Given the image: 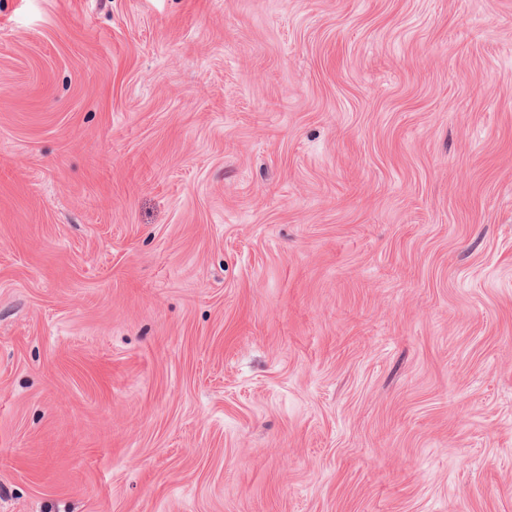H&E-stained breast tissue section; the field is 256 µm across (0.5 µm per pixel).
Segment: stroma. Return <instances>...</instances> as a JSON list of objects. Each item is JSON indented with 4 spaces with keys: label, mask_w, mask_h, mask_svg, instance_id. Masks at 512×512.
I'll return each instance as SVG.
<instances>
[{
    "label": "stroma",
    "mask_w": 512,
    "mask_h": 512,
    "mask_svg": "<svg viewBox=\"0 0 512 512\" xmlns=\"http://www.w3.org/2000/svg\"><path fill=\"white\" fill-rule=\"evenodd\" d=\"M0 512H512V0H0Z\"/></svg>",
    "instance_id": "stroma-1"
}]
</instances>
